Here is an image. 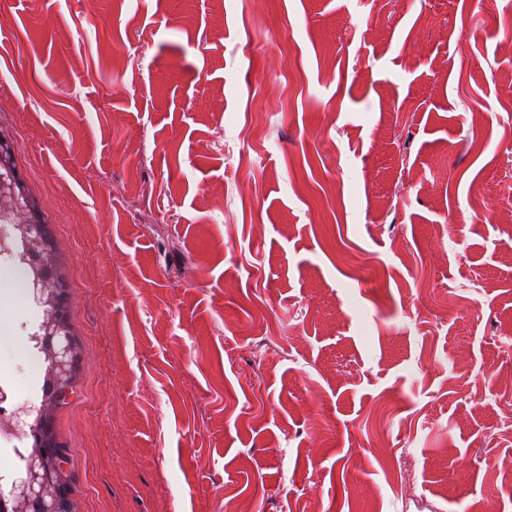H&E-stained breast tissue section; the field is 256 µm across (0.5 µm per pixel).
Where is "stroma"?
Wrapping results in <instances>:
<instances>
[{
	"mask_svg": "<svg viewBox=\"0 0 512 512\" xmlns=\"http://www.w3.org/2000/svg\"><path fill=\"white\" fill-rule=\"evenodd\" d=\"M1 71L80 512H512V0H5ZM11 130L0 125V222L15 226V235L19 243L30 250L37 251L49 259L50 276H45L42 269L34 268L31 272L35 288L42 296L41 309L49 315L42 321L44 330L50 334L67 335L55 339L58 363L61 367H70L75 359V351L68 336L72 328L68 317L58 322L55 317L58 289L66 286V270L59 257L53 239L44 234L34 237L29 227L35 224H51L52 220L45 210L41 199L26 181L18 174V159Z\"/></svg>",
	"mask_w": 512,
	"mask_h": 512,
	"instance_id": "stroma-1",
	"label": "stroma"
}]
</instances>
